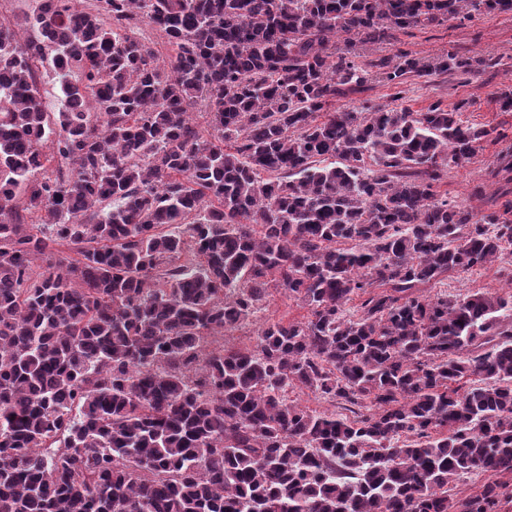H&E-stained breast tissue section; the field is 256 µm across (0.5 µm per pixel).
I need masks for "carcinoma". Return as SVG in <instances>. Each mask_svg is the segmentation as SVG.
<instances>
[{"label": "carcinoma", "instance_id": "1", "mask_svg": "<svg viewBox=\"0 0 512 512\" xmlns=\"http://www.w3.org/2000/svg\"><path fill=\"white\" fill-rule=\"evenodd\" d=\"M474 12L512 0H45L35 36L0 24V512H498L512 499L503 480L450 494L468 473L512 476V293H415L512 242V202L478 215L436 191L492 131L439 101L329 111L370 76L337 40ZM48 59L66 101L55 121L38 86ZM481 66L371 64L396 101L411 77ZM51 133L58 169L40 178ZM489 175L512 183L511 149ZM61 247L79 258L32 276ZM270 288L310 317L266 323L253 350H205ZM295 382L361 411L289 403Z\"/></svg>", "mask_w": 512, "mask_h": 512}]
</instances>
